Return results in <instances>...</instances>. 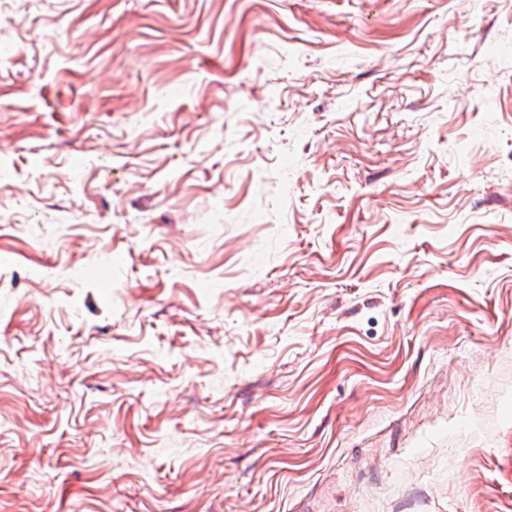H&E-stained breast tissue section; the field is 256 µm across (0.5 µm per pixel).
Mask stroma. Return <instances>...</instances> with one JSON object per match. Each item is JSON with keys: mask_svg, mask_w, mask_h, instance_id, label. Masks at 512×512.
<instances>
[{"mask_svg": "<svg viewBox=\"0 0 512 512\" xmlns=\"http://www.w3.org/2000/svg\"><path fill=\"white\" fill-rule=\"evenodd\" d=\"M0 512H512V0H0Z\"/></svg>", "mask_w": 512, "mask_h": 512, "instance_id": "obj_1", "label": "stroma"}]
</instances>
